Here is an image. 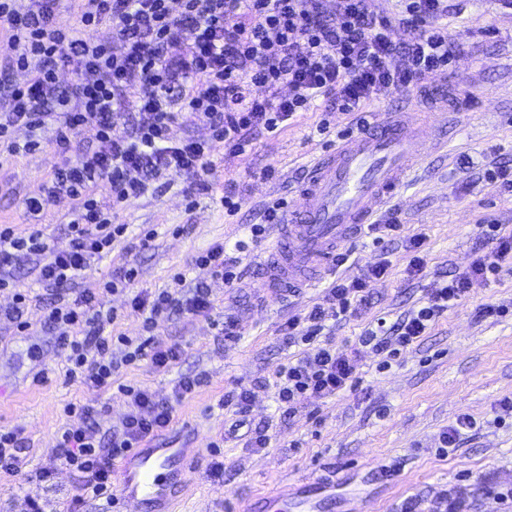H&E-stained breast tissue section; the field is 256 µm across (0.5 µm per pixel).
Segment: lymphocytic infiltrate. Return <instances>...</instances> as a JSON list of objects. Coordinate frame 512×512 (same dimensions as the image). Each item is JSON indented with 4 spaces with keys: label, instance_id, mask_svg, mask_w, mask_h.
Wrapping results in <instances>:
<instances>
[{
    "label": "lymphocytic infiltrate",
    "instance_id": "f902f5d3",
    "mask_svg": "<svg viewBox=\"0 0 512 512\" xmlns=\"http://www.w3.org/2000/svg\"><path fill=\"white\" fill-rule=\"evenodd\" d=\"M59 3L31 0L21 10L15 0H0V29L9 48L6 67L29 74L24 85L0 95V154L40 148L34 138L16 142L14 128H52L51 143L60 162L43 197L28 200L27 208L39 212L57 199L73 200L69 243L60 248L40 231L22 238L1 226L0 288H12L13 268L23 253L37 257L38 277L47 289L74 283L125 234L126 225L113 223L112 212L143 195L165 172L186 175L185 192L195 195L208 187L205 176L217 148L244 153L250 130L277 132L321 97L340 112L364 111L370 102L444 70L455 56L438 23L445 0H404L395 21L375 14L368 0H338L331 13L324 11L322 0H179L176 11L170 0H81V27L111 25L109 42L58 27ZM396 25L406 32L405 40H394ZM186 27L192 42L174 69L166 50ZM396 56L401 66H391ZM66 67L74 80L63 86L58 73ZM284 85L290 87L289 95H281ZM177 104L209 126L210 140L171 141ZM133 108L144 111L146 122L114 134V127ZM84 133L95 140V148L73 153V140ZM103 180L110 182L111 195L99 201L91 190ZM509 260L511 235L497 238L494 248L477 256L468 272L452 275L434 289L426 304L395 323L390 333H368L361 344L382 360L391 359L397 348L417 342L436 316L461 301L473 277L497 272ZM385 272L381 264L352 281L337 282L321 304L289 321V343L303 341L310 348L279 372L275 387L280 402L294 409L357 382L355 356L316 344L315 339L327 319L370 307V284ZM136 276L135 266L129 265L119 281L106 283L103 291H82L71 302L44 306V324L59 332L68 381L102 391L111 388L122 364L146 357L155 368L165 369L180 359V349L161 348L148 338L105 336L106 327L119 318L105 295L128 286ZM183 280L182 273H175L170 288L154 296L143 291L131 299L129 312L142 317L144 330L176 312L200 315L212 310L205 291L181 299ZM116 342L126 348L119 359L112 353ZM201 384V377H181L165 399L140 387H123L131 410L108 438L100 433L101 408L88 401L67 404L69 420L57 439V459L78 472L80 495L111 496L114 460L156 438L169 426L176 406ZM23 444L21 431L0 429V477L51 481L53 468H27Z\"/></svg>",
    "mask_w": 512,
    "mask_h": 512
}]
</instances>
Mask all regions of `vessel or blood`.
I'll return each mask as SVG.
<instances>
[{"label":"vessel or blood","instance_id":"b4317fda","mask_svg":"<svg viewBox=\"0 0 512 512\" xmlns=\"http://www.w3.org/2000/svg\"><path fill=\"white\" fill-rule=\"evenodd\" d=\"M426 153L414 113L380 112L316 158L298 204L277 227L264 296L298 293L314 273L331 268L336 251L371 222ZM186 455L152 444L132 449L117 470L124 498L171 512Z\"/></svg>","mask_w":512,"mask_h":512}]
</instances>
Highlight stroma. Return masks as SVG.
I'll return each mask as SVG.
<instances>
[{
  "label": "stroma",
  "mask_w": 512,
  "mask_h": 512,
  "mask_svg": "<svg viewBox=\"0 0 512 512\" xmlns=\"http://www.w3.org/2000/svg\"><path fill=\"white\" fill-rule=\"evenodd\" d=\"M441 23L458 56L447 70L424 84L381 98L373 110L400 109L420 101L429 114L448 124L444 147L431 153L411 173L390 202L400 228L378 237L363 228L349 244V260L333 272L316 276L301 294L260 302L264 283V253L273 240V225L264 211L278 199L295 203L311 161L333 148L337 131L355 122L316 100L296 114L277 134L248 132L249 144L239 156L216 151L207 175L208 190L187 198V179L167 172L141 197L118 209L115 221L128 230L110 254L97 260L73 288L58 289L54 299L68 300L80 291H101L125 262L138 275L129 290L109 295V306L125 310L139 291L159 292L170 275L185 274L184 296L208 284L214 307L207 314H175L160 321L152 333L156 342L176 346L179 361L155 369L142 360L122 367L119 383L170 396L178 380L197 375L204 383L176 407L170 426L156 444L170 448L207 450L222 438L224 479L215 481L205 462L190 476L179 512H269L266 497L295 484L302 498L318 503V512H512V418L502 419L501 405L512 401V264L497 275L473 280L466 297L438 316L426 336L402 351L388 369L379 356L360 345L359 338L377 326L398 322L424 306L433 288L449 273L466 270L476 251L487 248L481 225L494 223L498 232L512 234V192L487 180L492 166L512 165V5L504 0H447ZM457 99L458 111L441 109L442 99ZM328 133H320L322 121ZM39 150L0 162V225L20 237L38 230L57 246L68 244L67 215L72 203L60 199L47 211L26 210V198L42 194L59 157L50 130L39 133ZM276 175L261 178L266 166ZM244 183L245 200L235 215L220 202L229 181ZM264 224L261 237L251 225ZM155 230L150 248L137 242ZM423 237L420 252L409 241ZM216 243L236 247L239 263L234 286L211 278L194 264L195 257ZM423 265L413 268L414 255ZM386 262L383 276L371 284L373 303L361 312L327 321L320 341L357 353L358 386L335 396L289 410L276 398L273 378L299 357L304 344L288 345L283 328L292 316L322 302L336 279L352 280L362 269ZM487 305L505 307L502 315L479 316ZM238 319V334L225 338V318ZM30 327L18 331L0 321V428L19 427L25 438L23 454L29 465H54L57 436L71 401L95 400L106 411L102 434H111L129 410L118 390L96 392L64 380V359L56 331L41 320L38 307L26 315ZM46 383L34 384L38 372ZM252 391L246 426H238L231 406L222 402L235 388ZM471 415L475 429L465 431L457 447L441 453V435L460 415ZM264 429L266 448L253 450L249 430ZM78 478L58 468L52 484L32 483L17 489L0 479V512H29L30 502L45 512H68Z\"/></svg>",
  "instance_id": "1"
}]
</instances>
